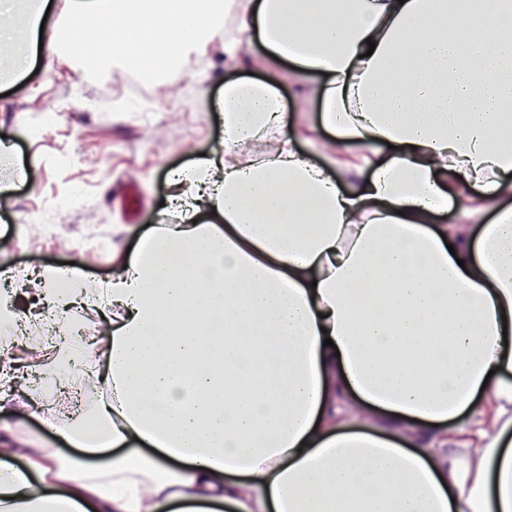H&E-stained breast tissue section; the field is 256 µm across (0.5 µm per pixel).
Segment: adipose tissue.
Masks as SVG:
<instances>
[{"instance_id":"ef3b65f1","label":"adipose tissue","mask_w":512,"mask_h":512,"mask_svg":"<svg viewBox=\"0 0 512 512\" xmlns=\"http://www.w3.org/2000/svg\"><path fill=\"white\" fill-rule=\"evenodd\" d=\"M239 2L231 50L260 38L269 65L225 84L222 151L172 172L182 223L110 280L39 274L56 316L111 308L105 360L68 324L40 365L105 396L46 418L70 463L0 446V512H512V0ZM17 4L0 49L22 63L58 35L38 6L18 31ZM223 15L68 3L112 32L81 67L151 80ZM282 60L321 82L328 162L282 134Z\"/></svg>"}]
</instances>
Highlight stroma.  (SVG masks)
<instances>
[{
    "mask_svg": "<svg viewBox=\"0 0 512 512\" xmlns=\"http://www.w3.org/2000/svg\"><path fill=\"white\" fill-rule=\"evenodd\" d=\"M52 51L44 46L21 67L0 57V135L12 146L0 168V183L10 186L0 194V271H12L8 284L23 317L34 304L24 276L75 262L107 280L139 235L164 223L170 172L220 147L216 101L227 81L261 78L253 60L264 49L256 43L233 58L216 33L186 74L142 93L129 90L124 72L85 79L61 60L45 69ZM280 92L295 103L290 131L300 149L325 140L317 82L288 77ZM43 419L23 393H0V423L17 448L72 457Z\"/></svg>",
    "mask_w": 512,
    "mask_h": 512,
    "instance_id": "obj_1",
    "label": "stroma"
}]
</instances>
